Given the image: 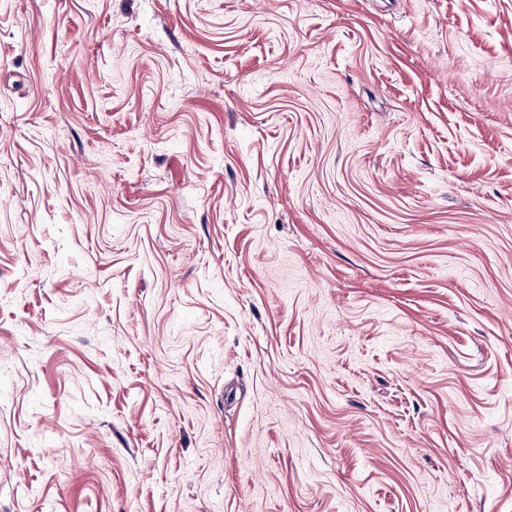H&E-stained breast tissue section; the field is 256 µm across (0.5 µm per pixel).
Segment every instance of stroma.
Returning a JSON list of instances; mask_svg holds the SVG:
<instances>
[{
  "mask_svg": "<svg viewBox=\"0 0 512 512\" xmlns=\"http://www.w3.org/2000/svg\"><path fill=\"white\" fill-rule=\"evenodd\" d=\"M0 512H512V0H0Z\"/></svg>",
  "mask_w": 512,
  "mask_h": 512,
  "instance_id": "35a3bbf8",
  "label": "stroma"
}]
</instances>
